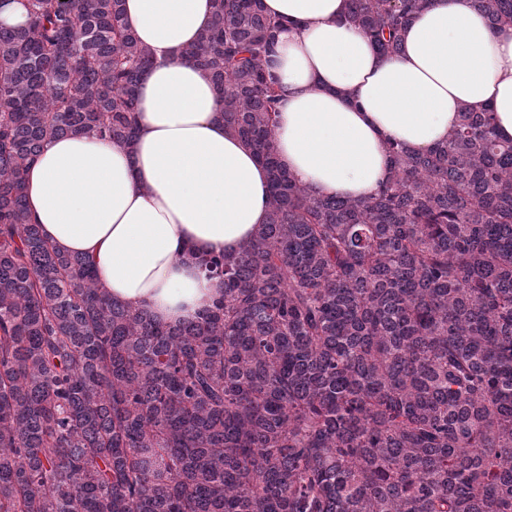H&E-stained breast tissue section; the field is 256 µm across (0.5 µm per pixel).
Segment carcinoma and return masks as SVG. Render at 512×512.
<instances>
[{"mask_svg":"<svg viewBox=\"0 0 512 512\" xmlns=\"http://www.w3.org/2000/svg\"><path fill=\"white\" fill-rule=\"evenodd\" d=\"M433 0H346L383 57ZM512 27V0H474ZM283 22L213 0L185 50L270 172L268 220L196 257L224 293L161 324L32 219L44 142L133 146L151 50L123 0L0 24V512H512V143L460 108L389 180L316 196L274 153Z\"/></svg>","mask_w":512,"mask_h":512,"instance_id":"1","label":"carcinoma"}]
</instances>
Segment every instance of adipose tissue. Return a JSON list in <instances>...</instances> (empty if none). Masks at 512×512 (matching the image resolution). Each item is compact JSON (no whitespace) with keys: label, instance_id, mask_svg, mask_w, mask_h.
I'll list each match as a JSON object with an SVG mask.
<instances>
[{"label":"adipose tissue","instance_id":"1","mask_svg":"<svg viewBox=\"0 0 512 512\" xmlns=\"http://www.w3.org/2000/svg\"><path fill=\"white\" fill-rule=\"evenodd\" d=\"M285 19L270 67L280 86L274 145L309 191L371 197L385 146L445 142L461 105L491 106L512 141V28L492 31L473 0H434L380 56L344 0H263ZM212 0H125L154 55L139 84L133 149L91 134L47 140L28 173L32 216L65 252L90 257L109 296L175 324L219 295L195 256L237 252L265 224L269 175L228 133L205 74L184 55Z\"/></svg>","mask_w":512,"mask_h":512}]
</instances>
